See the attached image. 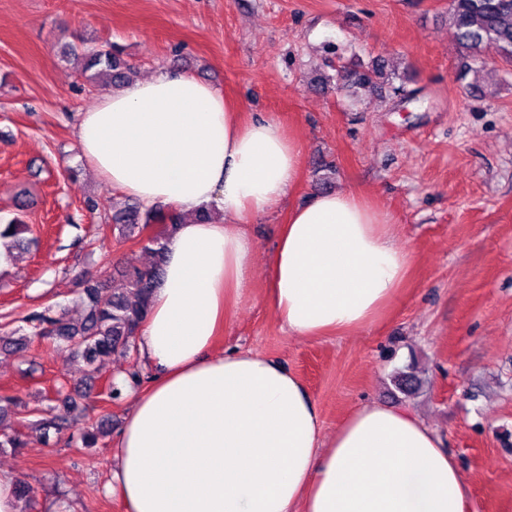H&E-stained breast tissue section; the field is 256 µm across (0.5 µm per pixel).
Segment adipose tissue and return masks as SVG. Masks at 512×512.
I'll return each instance as SVG.
<instances>
[{
  "label": "adipose tissue",
  "instance_id": "ef3b65f1",
  "mask_svg": "<svg viewBox=\"0 0 512 512\" xmlns=\"http://www.w3.org/2000/svg\"><path fill=\"white\" fill-rule=\"evenodd\" d=\"M192 75L163 69L80 113V157L150 208L184 216L165 237L161 280L135 348L149 377L108 458L124 512H465L469 489L436 432L377 403L333 433L296 374L217 339L252 285L245 226L299 180L296 142ZM212 209L215 218L197 222ZM392 218L348 191L312 195L281 225L270 302L298 337L374 321L412 257Z\"/></svg>",
  "mask_w": 512,
  "mask_h": 512
}]
</instances>
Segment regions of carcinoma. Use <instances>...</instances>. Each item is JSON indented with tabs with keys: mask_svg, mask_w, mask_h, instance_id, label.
<instances>
[{
	"mask_svg": "<svg viewBox=\"0 0 512 512\" xmlns=\"http://www.w3.org/2000/svg\"><path fill=\"white\" fill-rule=\"evenodd\" d=\"M449 35L458 45L463 56V73L478 74L482 71L484 56L507 54L512 57V0H448ZM66 54L81 60L80 76L95 84L106 79L113 84L122 83L130 66L115 45L77 48L67 46ZM385 73L376 64L367 67H350L336 63V87L352 95L372 92L382 88ZM113 228L119 236L129 238L142 235L149 227L158 224L161 233L143 239L144 249L153 254L148 268L123 266L119 273L125 287L102 295L103 284L92 272L81 278L80 303L86 308L82 322L73 323L66 313L47 307L26 318L35 336L47 337L64 346L73 358H80L88 367L80 381L81 397H96L97 372L102 361L114 355H126L131 350V340L146 319L154 288L157 287L162 266L161 240L182 222L180 213L160 207L144 210L138 204L113 216ZM29 226L14 218L0 226V246L9 252L24 246ZM72 419L53 416L39 420L43 437L49 432L61 434L71 426Z\"/></svg>",
	"mask_w": 512,
	"mask_h": 512,
	"instance_id": "obj_1",
	"label": "carcinoma"
}]
</instances>
